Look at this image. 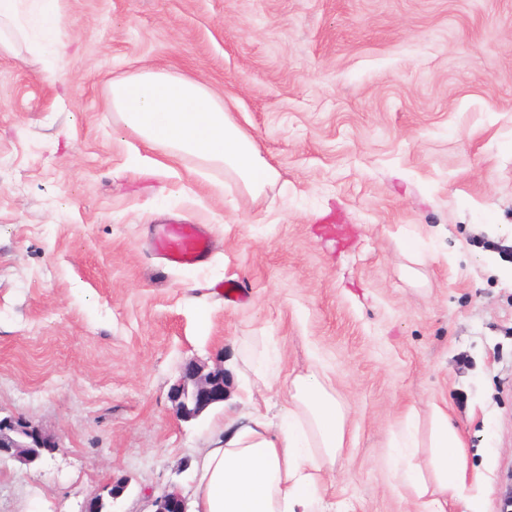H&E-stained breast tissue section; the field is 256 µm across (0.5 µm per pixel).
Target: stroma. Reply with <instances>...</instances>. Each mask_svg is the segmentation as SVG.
<instances>
[{
    "mask_svg": "<svg viewBox=\"0 0 512 512\" xmlns=\"http://www.w3.org/2000/svg\"><path fill=\"white\" fill-rule=\"evenodd\" d=\"M62 72L0 54V418L54 434L0 458V512H110L196 495L229 400L168 398L183 366L316 369L348 413L325 512H423L387 460L408 408H446L472 494L512 470V0H65ZM154 66L218 92L278 177L259 196L148 150L113 79ZM204 225L169 266L156 225ZM418 236V254L399 238Z\"/></svg>",
    "mask_w": 512,
    "mask_h": 512,
    "instance_id": "stroma-1",
    "label": "stroma"
}]
</instances>
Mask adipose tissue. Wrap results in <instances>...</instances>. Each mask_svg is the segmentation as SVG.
Masks as SVG:
<instances>
[{"mask_svg": "<svg viewBox=\"0 0 512 512\" xmlns=\"http://www.w3.org/2000/svg\"><path fill=\"white\" fill-rule=\"evenodd\" d=\"M62 27L61 0H0V53L25 43L49 58L45 78L55 81ZM113 111L154 150L191 153L233 173L251 195L277 177L251 138L227 112L223 100L204 84L181 74L136 71L113 81ZM286 402L278 420L255 410L249 423L228 421L226 435L205 454L197 472L195 512H321L325 477L348 446L347 413L323 377L308 372L284 380ZM418 415L408 409L392 435V468L400 484L427 512H445L447 501L480 512L467 482L460 436L440 405L430 410L426 466L413 464Z\"/></svg>", "mask_w": 512, "mask_h": 512, "instance_id": "adipose-tissue-1", "label": "adipose tissue"}]
</instances>
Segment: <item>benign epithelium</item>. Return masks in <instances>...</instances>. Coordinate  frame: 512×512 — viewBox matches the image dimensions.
<instances>
[{
  "mask_svg": "<svg viewBox=\"0 0 512 512\" xmlns=\"http://www.w3.org/2000/svg\"><path fill=\"white\" fill-rule=\"evenodd\" d=\"M230 381L224 362L213 366L189 362L169 390L168 398L175 414L185 421L201 416L210 407L224 401ZM59 449L55 436L24 418L0 419V456L7 455L31 465ZM154 512H187L184 497L175 489H165L153 500Z\"/></svg>",
  "mask_w": 512,
  "mask_h": 512,
  "instance_id": "obj_1",
  "label": "benign epithelium"
}]
</instances>
